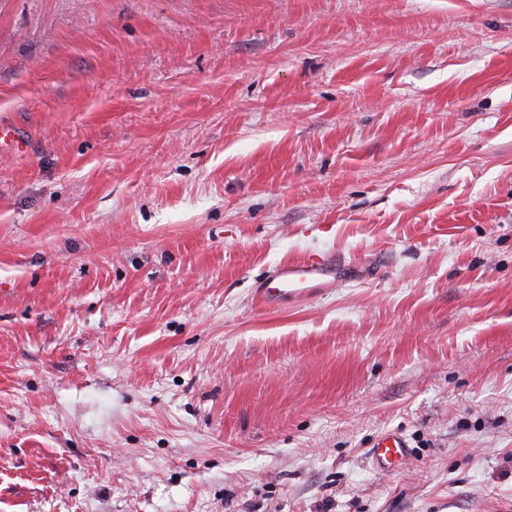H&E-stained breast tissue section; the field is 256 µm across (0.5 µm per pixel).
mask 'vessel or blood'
<instances>
[{"instance_id": "1", "label": "vessel or blood", "mask_w": 512, "mask_h": 512, "mask_svg": "<svg viewBox=\"0 0 512 512\" xmlns=\"http://www.w3.org/2000/svg\"><path fill=\"white\" fill-rule=\"evenodd\" d=\"M340 270L338 260L325 255L282 264L276 268L271 282L260 288L259 297L267 306L307 297L323 288L326 279L337 278ZM409 458V446L401 432H385L372 444V461L379 470H393L405 464Z\"/></svg>"}]
</instances>
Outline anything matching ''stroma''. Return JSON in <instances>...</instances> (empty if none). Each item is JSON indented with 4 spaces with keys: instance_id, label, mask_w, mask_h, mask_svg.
I'll return each instance as SVG.
<instances>
[{
    "instance_id": "35a3bbf8",
    "label": "stroma",
    "mask_w": 512,
    "mask_h": 512,
    "mask_svg": "<svg viewBox=\"0 0 512 512\" xmlns=\"http://www.w3.org/2000/svg\"><path fill=\"white\" fill-rule=\"evenodd\" d=\"M2 122L0 512H512V0H0ZM341 271L337 259L312 257L298 263L279 265L270 283L259 288V297L266 306H275L289 299L308 297L328 285L336 284ZM330 278L328 282L325 279ZM372 448V461L381 471H391L405 464L410 458L407 440L400 431H388L379 435Z\"/></svg>"
}]
</instances>
